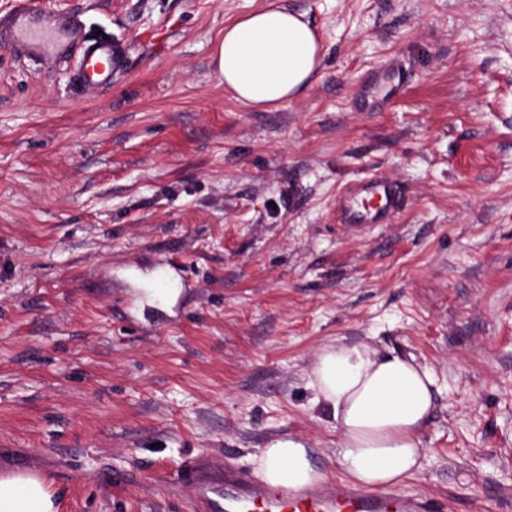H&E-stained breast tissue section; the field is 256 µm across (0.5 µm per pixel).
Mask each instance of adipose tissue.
<instances>
[{
  "mask_svg": "<svg viewBox=\"0 0 512 512\" xmlns=\"http://www.w3.org/2000/svg\"><path fill=\"white\" fill-rule=\"evenodd\" d=\"M320 47L301 15L268 7L224 30L219 73L235 98L262 108L292 99L312 81ZM310 385L340 435L338 459L363 487L402 483L422 466L420 431L434 407L432 373L405 358L377 356L362 344L330 343L318 353ZM258 477L302 487L320 475L303 442L280 438L255 455ZM0 512H56L48 484L29 473L0 476Z\"/></svg>",
  "mask_w": 512,
  "mask_h": 512,
  "instance_id": "adipose-tissue-1",
  "label": "adipose tissue"
}]
</instances>
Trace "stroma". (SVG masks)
I'll return each instance as SVG.
<instances>
[{
	"mask_svg": "<svg viewBox=\"0 0 512 512\" xmlns=\"http://www.w3.org/2000/svg\"><path fill=\"white\" fill-rule=\"evenodd\" d=\"M272 1L321 61L254 109L216 49ZM38 2L128 48L106 89L0 48V441L57 512H189L160 474L198 454L250 471L276 438L343 478L309 385L332 341L434 375L400 492L512 512V0ZM396 56L394 97L366 80ZM374 174L403 210L337 223L343 184ZM169 261L183 288L160 303Z\"/></svg>",
	"mask_w": 512,
	"mask_h": 512,
	"instance_id": "stroma-1",
	"label": "stroma"
}]
</instances>
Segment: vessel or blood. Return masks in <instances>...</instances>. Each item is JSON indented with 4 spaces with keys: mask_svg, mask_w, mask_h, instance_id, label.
<instances>
[{
    "mask_svg": "<svg viewBox=\"0 0 512 512\" xmlns=\"http://www.w3.org/2000/svg\"><path fill=\"white\" fill-rule=\"evenodd\" d=\"M0 47L12 55L46 66L76 56L77 77L89 86H111L121 68L122 53L109 39L82 42L69 17L48 16L37 6L22 4L0 22ZM404 194L396 182L376 175L345 185L336 199L342 224H387L399 213ZM164 488L189 487L195 512H447L441 499L416 494L367 491L348 482L330 481L292 489L253 480L239 468L217 467L191 459L175 475L160 478Z\"/></svg>",
    "mask_w": 512,
    "mask_h": 512,
    "instance_id": "vessel-or-blood-1",
    "label": "vessel or blood"
}]
</instances>
